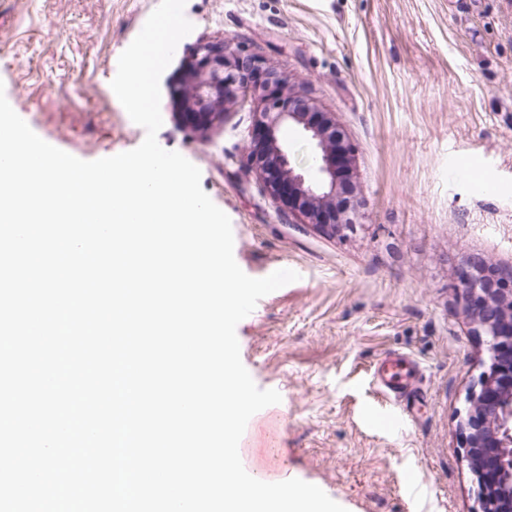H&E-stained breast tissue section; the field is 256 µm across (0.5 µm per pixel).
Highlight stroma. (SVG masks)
<instances>
[{
	"label": "stroma",
	"mask_w": 512,
	"mask_h": 512,
	"mask_svg": "<svg viewBox=\"0 0 512 512\" xmlns=\"http://www.w3.org/2000/svg\"><path fill=\"white\" fill-rule=\"evenodd\" d=\"M160 0H0V84L53 146L85 160L139 146L110 87ZM199 40L256 56L322 112L353 154L354 225L320 231L243 165L260 96L238 92L200 143L162 102L159 144L201 171L250 277L299 279L236 328L241 360L279 404L246 430L280 480L347 512H477L458 424L487 358L457 286L470 262L512 268V0H186ZM477 160L483 181L461 175ZM414 358L419 398L397 427L373 370ZM413 473L409 491L403 473Z\"/></svg>",
	"instance_id": "stroma-1"
}]
</instances>
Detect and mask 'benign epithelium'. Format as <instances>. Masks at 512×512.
<instances>
[{"label": "benign epithelium", "instance_id": "obj_1", "mask_svg": "<svg viewBox=\"0 0 512 512\" xmlns=\"http://www.w3.org/2000/svg\"><path fill=\"white\" fill-rule=\"evenodd\" d=\"M243 65L231 44L201 41L186 56L169 97L188 126L200 133L213 127L234 95ZM263 92L270 106L255 113L256 137L246 148L270 194L307 223L331 234L351 226L336 198L349 182L352 157L343 131L327 112H318L296 91L283 92L281 79L266 71ZM300 131L315 144L314 173L292 167L280 142L282 127ZM458 287L464 312L487 336L488 359L468 396L459 422L465 459L475 477L481 512H512V272L474 266Z\"/></svg>", "mask_w": 512, "mask_h": 512}]
</instances>
